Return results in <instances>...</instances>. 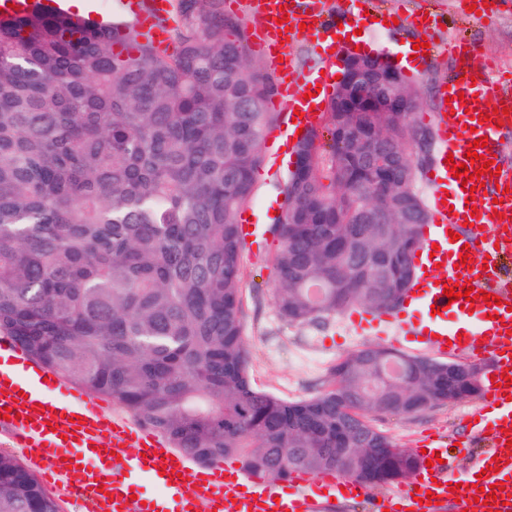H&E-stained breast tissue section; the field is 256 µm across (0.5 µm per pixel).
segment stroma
Here are the masks:
<instances>
[{"mask_svg":"<svg viewBox=\"0 0 512 512\" xmlns=\"http://www.w3.org/2000/svg\"><path fill=\"white\" fill-rule=\"evenodd\" d=\"M340 13L358 9L385 11L406 22L402 39L390 30L367 27L362 41L373 52L397 58L402 41L425 38L447 44V52L433 53L412 73L417 91L413 119L417 125L430 126L440 85L459 72L463 58L456 51L458 41L475 46L484 59L494 65L492 81L512 73V0L505 7L493 8L475 16L466 8L467 0H335ZM436 16L437 26L417 28L410 21L419 14ZM287 168L272 169L263 164L255 173V194L244 213L256 224L267 221L269 202L278 200V188L287 177ZM275 244H268L254 258H243L245 283L244 338L251 354V375L256 385L288 400L308 399L323 392L332 379L336 360L362 345L368 337L358 335L344 315H336L320 324H288L277 315L272 288V258ZM481 396H469L407 416L374 413V426L388 434L401 448L432 433L455 443L463 429L465 414L478 407Z\"/></svg>","mask_w":512,"mask_h":512,"instance_id":"obj_1","label":"stroma"}]
</instances>
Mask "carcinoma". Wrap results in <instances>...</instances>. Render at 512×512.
Masks as SVG:
<instances>
[{"instance_id": "obj_1", "label": "carcinoma", "mask_w": 512, "mask_h": 512, "mask_svg": "<svg viewBox=\"0 0 512 512\" xmlns=\"http://www.w3.org/2000/svg\"><path fill=\"white\" fill-rule=\"evenodd\" d=\"M172 21L176 45L160 57L149 44L124 55L112 32L70 16L0 19V335L202 465L234 457L281 479L336 471L366 488L411 476L416 456L369 413L411 415L471 393L448 363L423 371L399 349L364 345L311 399L254 385L238 216L280 118L268 111L275 82L245 72V29L224 0H176ZM343 63L324 125L296 145H312V161L289 173L269 227L275 308L289 324L396 310L429 218L415 181L432 132L367 119L346 82L390 71L413 112L409 78L382 55ZM368 123L397 168L350 152L349 134ZM377 211L413 220L359 222ZM0 512H59L4 451Z\"/></svg>"}]
</instances>
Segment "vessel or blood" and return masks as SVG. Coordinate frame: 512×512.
I'll list each match as a JSON object with an SVG mask.
<instances>
[{
	"instance_id": "vessel-or-blood-1",
	"label": "vessel or blood",
	"mask_w": 512,
	"mask_h": 512,
	"mask_svg": "<svg viewBox=\"0 0 512 512\" xmlns=\"http://www.w3.org/2000/svg\"><path fill=\"white\" fill-rule=\"evenodd\" d=\"M230 8L255 19L252 38L266 56L277 79L271 105L278 111H300L297 121H286L268 142L275 165L292 163L297 129H312L321 121L322 99L307 98L309 87L327 84L332 72L299 78L291 44L295 27H303L313 48L334 37L338 24L358 23L355 14L336 15L333 0H230ZM170 0H111L101 10L98 0H88L83 22L111 30L124 43L127 30L137 40L154 46L158 54L170 53L164 20ZM34 11L66 15L68 0H0V14ZM287 25H279L281 16ZM464 71L441 86L436 114L438 152L428 175L429 220L421 234L418 272L400 307L381 318L352 309L348 316L358 328L392 332L393 344L445 359L461 353L483 358L494 347L495 358L485 399L476 414L468 416L469 443L485 444L474 457L470 474L457 480L453 455L439 437L414 442L419 465L404 484L383 494L378 512H490L486 486L496 484L500 512H512V386L496 388L495 377L512 367V164L500 150L482 147L485 160L499 167L498 178L480 174L482 187L469 189L455 178L453 164L467 163L469 143L512 132V85H489L486 63L475 50H467ZM468 165L476 173L477 164ZM478 173V172H477ZM478 212L470 214L466 199ZM469 252L471 267L459 266L461 252ZM475 288L497 295L486 305L449 301L445 288ZM470 325L465 333L448 327L449 319ZM13 412L6 426L13 431L40 479L60 485L78 474L76 495L87 512H322L328 500H357L364 488L356 480L333 471L294 472L286 481L272 483L249 473L235 459L201 467L189 457L168 448L159 434L135 419L107 411L85 389L67 385L46 367H32L13 340L0 338V416ZM124 454L125 473L106 474L111 453ZM156 487V494L137 500L138 480ZM424 501H416L417 492Z\"/></svg>"
}]
</instances>
